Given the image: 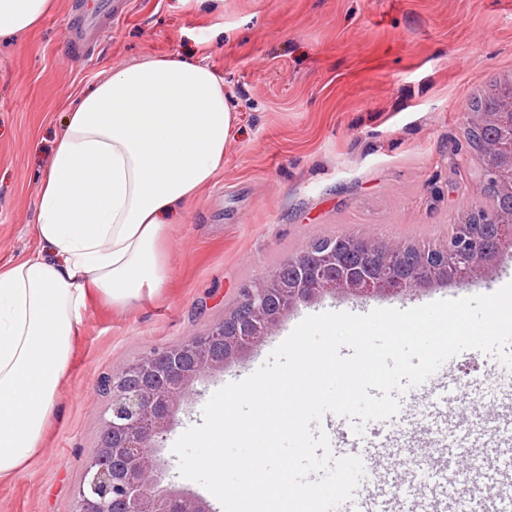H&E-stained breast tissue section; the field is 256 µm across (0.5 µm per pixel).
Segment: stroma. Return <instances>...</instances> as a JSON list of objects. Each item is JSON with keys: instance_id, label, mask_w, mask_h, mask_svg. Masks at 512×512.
<instances>
[{"instance_id": "35a3bbf8", "label": "stroma", "mask_w": 512, "mask_h": 512, "mask_svg": "<svg viewBox=\"0 0 512 512\" xmlns=\"http://www.w3.org/2000/svg\"><path fill=\"white\" fill-rule=\"evenodd\" d=\"M86 0H57L21 36L0 38V266L39 251L36 180L76 95L110 70L160 55L205 60L238 123L224 164L171 225L166 288L123 307L89 302L38 455L0 483V512H72L106 400L100 381L141 354L204 333L263 278L322 235L366 234L436 247L462 221L482 167L465 134L472 96L512 76V0H224L206 14L180 0H112L95 35ZM512 282V248L492 273L409 294L327 295L298 304L240 360L195 382L158 456L176 489V439L201 424L217 389L254 373L305 317L410 309ZM498 361L457 355L446 383L408 389L392 426L408 444L365 464L405 478L410 453L437 447L462 418L497 424L512 389Z\"/></svg>"}]
</instances>
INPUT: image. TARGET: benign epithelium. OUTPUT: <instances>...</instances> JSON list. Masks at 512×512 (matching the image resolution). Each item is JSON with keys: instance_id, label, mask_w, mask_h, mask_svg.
Listing matches in <instances>:
<instances>
[{"instance_id": "7a95c632", "label": "benign epithelium", "mask_w": 512, "mask_h": 512, "mask_svg": "<svg viewBox=\"0 0 512 512\" xmlns=\"http://www.w3.org/2000/svg\"><path fill=\"white\" fill-rule=\"evenodd\" d=\"M487 184L512 193V155L494 143L477 151ZM512 244V212L489 214L475 196L464 222L432 249L350 235L315 238L264 280L242 288L237 306L208 331L140 356L117 376L100 381L107 404L100 417L106 441L86 458L73 512H212L206 501L162 485L156 447L193 383L239 359L271 333L297 303L326 294L360 297L416 291L434 282L463 283L496 267Z\"/></svg>"}]
</instances>
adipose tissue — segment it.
I'll list each match as a JSON object with an SVG mask.
<instances>
[{
  "label": "adipose tissue",
  "mask_w": 512,
  "mask_h": 512,
  "mask_svg": "<svg viewBox=\"0 0 512 512\" xmlns=\"http://www.w3.org/2000/svg\"><path fill=\"white\" fill-rule=\"evenodd\" d=\"M53 0H0V35ZM237 116L205 61L113 69L70 108L37 183L43 250L0 267V482L34 458L92 295L117 306L164 288L167 230L224 162Z\"/></svg>",
  "instance_id": "obj_1"
}]
</instances>
